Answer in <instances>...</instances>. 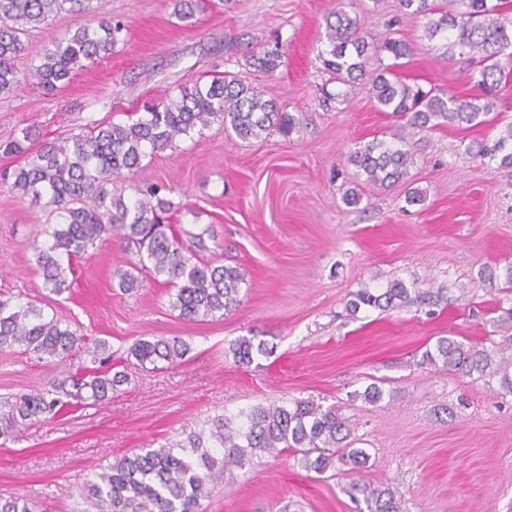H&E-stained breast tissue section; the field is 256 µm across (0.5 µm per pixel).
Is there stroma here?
Here are the masks:
<instances>
[{"label": "stroma", "mask_w": 512, "mask_h": 512, "mask_svg": "<svg viewBox=\"0 0 512 512\" xmlns=\"http://www.w3.org/2000/svg\"><path fill=\"white\" fill-rule=\"evenodd\" d=\"M363 30L397 37L413 52L398 77L411 85L472 96L473 64L449 56L445 40L428 39L422 18L402 14L398 0H357ZM95 16L123 30L110 56L47 94L32 72L46 49L91 24L64 12L31 29L15 65L20 86L0 95V147L26 138L28 148L99 124L127 121L180 85L227 72L268 91L300 123L289 135L248 142L212 123L202 133L147 155L115 186L125 197L158 186L174 205L171 224L210 229L217 260L244 276L236 309L201 322L180 317L174 292L142 275L139 288L119 286L135 258L112 241L77 258L70 292L43 287L31 244L53 218L11 189L21 154L0 150V291L35 302L88 338L126 357L141 339L186 341L174 364L131 367V379L103 403L68 409L0 438V495L20 494L46 512H86L77 490L123 455L187 443L211 420L238 419L255 405L312 399L335 404L354 426V445L369 462L359 477L398 491L404 512H512V394L497 379L424 364L439 337L468 345L500 341L499 320L512 311V171L476 157L478 143L512 121V77L493 111L474 127L445 126L409 140L413 161L386 188L357 177L347 157L372 140H391V113L378 111L367 80L330 81L319 57L324 18L336 0H200L192 24L172 0H94ZM280 41L281 66L268 75L249 61ZM346 100L322 108L320 86ZM355 190L361 201L346 206ZM422 202L405 201L408 190ZM494 271V283L482 271ZM411 284L406 302L389 310L346 304L359 288ZM256 337L273 347L257 363H236L232 344ZM88 363L37 360L0 351V401L47 389L56 376ZM378 384L381 401L358 391ZM344 475L319 477L289 453L259 454L225 475L203 500V512H365L344 492Z\"/></svg>", "instance_id": "obj_1"}]
</instances>
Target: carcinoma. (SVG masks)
<instances>
[{"mask_svg": "<svg viewBox=\"0 0 512 512\" xmlns=\"http://www.w3.org/2000/svg\"><path fill=\"white\" fill-rule=\"evenodd\" d=\"M93 0H0V93L8 94L20 85L14 59L24 49L22 36L29 27L47 22L62 12L95 14ZM354 0L339 2L325 18L326 48L320 52L324 70L347 84L368 76L372 97L381 112L403 121L394 141L373 140L354 150L347 162L356 174L373 186L394 183L412 162L405 149L406 130L445 125H477L481 115L493 107L502 74L497 57L512 48V8L501 0H399L405 14L428 17L426 34L447 41L448 55L479 57L471 79L483 96L461 98L444 91L410 87L395 75L383 56L396 61L412 53L409 42L388 37L368 40L349 8ZM464 6L459 10L456 5ZM122 31L119 23L94 18V25L76 30L56 41L44 52L33 76L46 93L70 81L73 72L112 54ZM254 65L274 74L282 63L283 47L276 42L252 55ZM373 70H367L370 61ZM214 122L243 141L258 139L273 131L290 133L299 118L284 111L273 97L237 73L227 72L208 83L198 80L178 88L175 96L143 106V112L127 123L95 126L85 133L43 142L30 152L14 141L6 150L27 154V163L14 173L12 190L18 199L44 200V207L57 222L43 229L45 241H33L35 263L49 293L61 295L77 280L73 259L99 244L118 239L125 250L137 257L133 269L176 288L171 307L183 319L203 321L231 311L239 304L243 275L235 267L204 262L200 253L209 251L207 231L177 234L163 223L173 209L156 189H136V197L125 199L112 189L114 179L141 167L148 152L171 146ZM476 156L499 168L512 169V122L492 144L478 146ZM409 288L401 280L378 293L360 288L353 293L347 309L360 307L390 309L407 300ZM503 340L489 348L477 349L449 337L436 342L423 362H438L450 371L466 375L498 377L502 388L512 394V312L504 320ZM20 347L40 359H64L83 349L93 366L55 379L51 388L14 395L0 409V438L7 437L46 415L67 406H96L130 381L124 370H113L112 350L104 339L88 340L44 315L33 302H21L13 294L0 293V349ZM189 352L179 339H141L131 349L138 364L173 363ZM273 349L260 340L242 337L232 344L239 364L249 365L256 356H268ZM352 428L335 405L324 406L309 399L290 404L257 405L246 414V422L232 426L228 418L217 417L206 431L189 439V446L148 449L124 456L87 481L79 496L98 512H201V501L210 497V485L232 468H243L259 452L276 449L298 458L302 467L319 475L345 467L347 492L352 499L362 495L367 512H403L401 500L389 487H372L356 477L369 454L349 447ZM0 512H36V502L16 495L0 497Z\"/></svg>", "mask_w": 512, "mask_h": 512, "instance_id": "obj_1", "label": "carcinoma"}]
</instances>
